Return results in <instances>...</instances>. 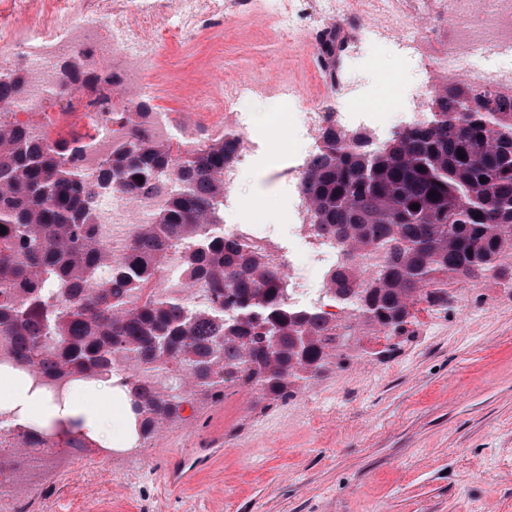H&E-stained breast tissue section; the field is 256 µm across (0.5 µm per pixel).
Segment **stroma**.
Returning a JSON list of instances; mask_svg holds the SVG:
<instances>
[{
  "instance_id": "obj_1",
  "label": "stroma",
  "mask_w": 512,
  "mask_h": 512,
  "mask_svg": "<svg viewBox=\"0 0 512 512\" xmlns=\"http://www.w3.org/2000/svg\"><path fill=\"white\" fill-rule=\"evenodd\" d=\"M273 0L189 41H172L159 68L164 89L155 105L196 112L200 93L223 76L236 81L255 58L288 84L326 100L329 84L311 85V52L297 38L280 49ZM379 54L382 72L365 67ZM340 76L356 105L392 99L381 140L413 111L426 77L391 45L343 52ZM287 139L268 125L252 136L272 142L243 172L239 196L247 222L275 236L284 257L319 290L324 275L305 256L288 222V185L274 177V157L302 150L291 114ZM490 310L477 307L465 283L457 303L413 309L407 333L390 345L383 333L361 337L355 356L304 390L274 400L233 388L223 402L196 401L183 419L158 429L139 452L102 456L104 475L76 470L69 454L13 487L27 512H512V295L497 280L480 281ZM205 454L194 482L175 489L174 460Z\"/></svg>"
}]
</instances>
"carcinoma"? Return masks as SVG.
<instances>
[{"label":"carcinoma","instance_id":"1","mask_svg":"<svg viewBox=\"0 0 512 512\" xmlns=\"http://www.w3.org/2000/svg\"><path fill=\"white\" fill-rule=\"evenodd\" d=\"M62 70L76 87L98 80L77 56ZM27 93L24 74L0 72V107ZM463 94L492 111H464ZM151 110L139 104L132 139L94 177L79 165L81 147L0 122V337L48 386L143 368L120 382L142 441L198 397L216 403L230 388H256L290 398L351 358L322 312L288 303L287 275L266 248L224 233L236 139L206 137L176 157L140 134ZM300 190L318 235L384 256L371 274L356 263L331 270L323 293L387 335L404 332L421 300L448 306L460 280L491 271L512 285L503 263L512 257V100L470 84L442 88L431 111L381 146L330 122ZM110 191L164 198L118 259L99 224ZM172 253L198 288L193 299L153 287Z\"/></svg>","mask_w":512,"mask_h":512}]
</instances>
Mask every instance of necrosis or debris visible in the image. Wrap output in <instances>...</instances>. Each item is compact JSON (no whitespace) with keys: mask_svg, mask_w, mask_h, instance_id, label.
I'll return each instance as SVG.
<instances>
[{"mask_svg":"<svg viewBox=\"0 0 512 512\" xmlns=\"http://www.w3.org/2000/svg\"><path fill=\"white\" fill-rule=\"evenodd\" d=\"M107 24L96 15L72 16L68 0H56V14L66 16L65 29L43 19L32 29L0 27V48L11 51L12 64L27 77L25 101L13 104L14 123L36 125L50 136L66 119L79 116L87 123L86 146L81 165L96 175L114 148L127 140L137 106L154 99L162 90L157 59L171 38L188 40L206 27L223 26L227 14L223 0H95ZM283 42L305 36L320 48L330 30L346 41L389 43L412 54L429 80L417 91V99L430 97L435 88L461 82L474 84L492 95L512 98V0H278ZM92 56L105 82L99 93L70 86L61 71L64 60L77 53ZM509 58L504 67H475V58ZM262 95L278 100L271 126L287 131L286 115L300 112V136L311 148L320 143V129L327 118L352 129L379 128L378 108L364 106L337 112L329 103L309 100L306 91L275 78L250 72L232 84H216L204 99L213 125L237 140V153L224 170V206L237 209V187L246 163L258 150L248 132L246 113L239 103ZM149 137L173 144L178 154L197 148L201 139L195 113L155 112L147 127ZM159 200L135 193L113 192L99 202L105 226L103 236L115 254L127 253L135 225L147 223L160 208ZM304 239L313 260L333 269L346 257L345 245L311 237L304 197H297L288 215Z\"/></svg>","mask_w":512,"mask_h":512,"instance_id":"necrosis-or-debris-1","label":"necrosis or debris"}]
</instances>
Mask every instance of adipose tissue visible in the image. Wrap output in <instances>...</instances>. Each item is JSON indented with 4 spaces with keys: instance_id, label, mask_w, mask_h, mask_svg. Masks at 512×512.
Masks as SVG:
<instances>
[{
    "instance_id": "1",
    "label": "adipose tissue",
    "mask_w": 512,
    "mask_h": 512,
    "mask_svg": "<svg viewBox=\"0 0 512 512\" xmlns=\"http://www.w3.org/2000/svg\"><path fill=\"white\" fill-rule=\"evenodd\" d=\"M83 395L55 401L31 382L0 372V408L9 414L10 424L39 431L56 427L63 434L77 432L98 444L102 452H112V410L98 406V399H115L118 410L128 411L124 391L113 388L111 379L83 387Z\"/></svg>"
}]
</instances>
